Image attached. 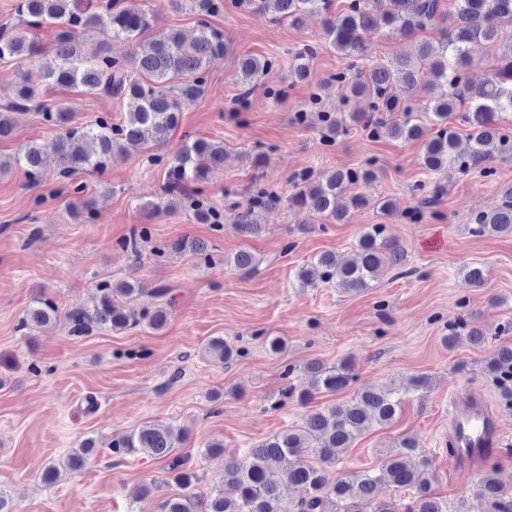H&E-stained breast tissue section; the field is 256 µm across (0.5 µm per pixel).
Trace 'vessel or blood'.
<instances>
[{"instance_id":"obj_1","label":"vessel or blood","mask_w":512,"mask_h":512,"mask_svg":"<svg viewBox=\"0 0 512 512\" xmlns=\"http://www.w3.org/2000/svg\"><path fill=\"white\" fill-rule=\"evenodd\" d=\"M448 417V445L455 468L475 469L503 448L506 434L502 420L487 408L481 396L472 394L451 401Z\"/></svg>"}]
</instances>
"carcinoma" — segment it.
<instances>
[{
    "mask_svg": "<svg viewBox=\"0 0 512 512\" xmlns=\"http://www.w3.org/2000/svg\"><path fill=\"white\" fill-rule=\"evenodd\" d=\"M189 2L199 15L198 35L193 40L188 42L170 32L143 44L142 36L153 26L152 13L144 9L125 7L118 0H16L14 10L22 28H0V60L19 63L16 96L0 105V137L12 134L14 114L40 104L42 93L55 87L80 86L88 93H104L120 100L125 117L114 124L107 114L91 125L71 126L65 113L46 110V120L63 127L57 148L72 167L101 173L131 144L151 141L156 146L167 145L179 113L203 95L210 66L227 53L224 35L206 20L220 10L222 0ZM236 2L272 23L297 26L307 13L324 17L329 46L346 60L334 80L351 95L364 96L370 103V111L350 112L346 117L321 113V122L327 126L338 131L351 124L374 137L421 140L424 168L443 177L455 171L466 174L475 170L490 176L492 170L486 163L493 154L512 153V131L501 124L502 116H512V35L503 36V25L512 24V0H450L446 9L441 0H347L338 13L332 11L333 0ZM439 23L448 24L442 29L440 41L434 44L416 39L417 32ZM45 25L56 27L50 45L56 65L36 77L24 64L42 52L30 30ZM381 28L395 30L409 39L411 52L387 63L372 62L370 35ZM95 29L114 41L135 43L139 51L129 59H119L112 57L105 41L90 49L87 38ZM475 42L495 45L499 50L498 65L477 89L469 79L472 58L468 47ZM313 56L314 48L304 46L294 56L292 74L305 78ZM361 61L370 65L362 67ZM272 67L273 62L265 58H243V94H249ZM418 90L430 94L431 111L414 110L412 97ZM450 112L462 113L469 125L471 145L464 153L456 151L458 136L448 128ZM202 155L211 166H219L224 163V146L204 139L183 143L169 160L167 182L153 208L168 209L183 188L205 181L207 171L196 163ZM16 163L36 181L50 169L49 159L30 143L18 154ZM372 179L373 173L363 168L338 170L318 181L299 176L290 201L321 218L340 221L343 214L336 210V198L349 187ZM415 190L423 192L412 210L417 219L432 207L436 190L424 183L417 184ZM280 203V196L256 182L250 196L239 205L237 224L243 232L255 235L261 229L257 224L260 212ZM469 231L475 236L512 234V186L504 190L497 210L474 212ZM147 239L148 229L142 227L118 245L137 256ZM406 261L405 251L388 240L386 225L368 224L350 261L339 263L332 254L323 253L302 266L297 279L303 288L320 280L344 290L364 291L380 270L399 269ZM256 266L257 260L248 251L236 253L230 264L243 273L253 272ZM143 293L145 289L134 278L115 285L100 282L92 296V307L72 309L66 314L68 332L83 336L95 329L120 331L140 324L162 329L171 301L170 289H151L155 302L150 306L122 304ZM57 316V303L38 296L27 309L22 325L46 324ZM352 370L349 361L327 366L311 359L303 367L307 380L304 393L341 392L353 378ZM486 370L498 381L503 398L512 401V346L496 349L486 361ZM405 402V395L395 389L368 387L346 403L310 413L301 428L275 434L225 466L223 480L234 489L233 499L224 497L221 490L207 496L191 491L196 476L186 467L188 458L177 453L184 440L180 431L144 425L113 440L112 453L118 457L146 454L168 462L175 472L173 480L183 492L161 500L158 512H469L462 505L450 511L431 496L430 460L424 456L416 467L405 461V456L418 448L412 438L403 439L400 450L388 454L378 472H345L335 477L328 472L359 435L375 424L393 421ZM95 451L93 441H86L69 456L68 466L81 467ZM310 456L317 457L323 466L310 463ZM383 480L413 489L414 498L404 504L377 498L376 488ZM284 482L297 491L296 498L286 506L279 492ZM477 494L494 512H512V493L492 475L481 478Z\"/></svg>",
    "mask_w": 512,
    "mask_h": 512,
    "instance_id": "1",
    "label": "carcinoma"
}]
</instances>
